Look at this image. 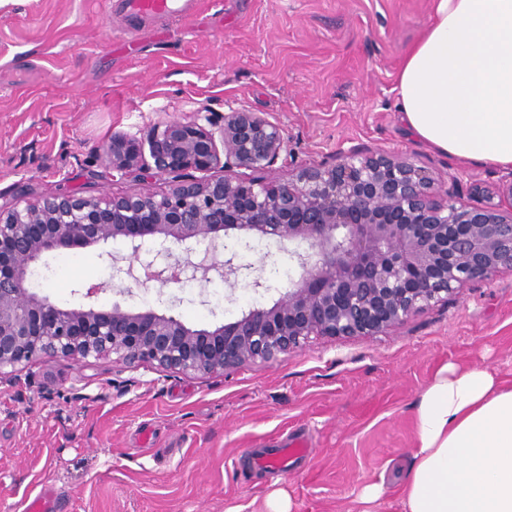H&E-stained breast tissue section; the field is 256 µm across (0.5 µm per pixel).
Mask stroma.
Returning <instances> with one entry per match:
<instances>
[{"label":"stroma","mask_w":512,"mask_h":512,"mask_svg":"<svg viewBox=\"0 0 512 512\" xmlns=\"http://www.w3.org/2000/svg\"><path fill=\"white\" fill-rule=\"evenodd\" d=\"M431 0H196L191 16L155 27L112 15L102 0H0V204L53 193L122 196L167 180L112 177L101 153L121 130L234 110L283 125L296 161L363 147L458 183L463 201L504 170L442 155L397 109L408 47ZM122 241L41 260L39 294L63 306H107L116 292L101 252ZM274 291L222 281L133 287L131 308L178 297L190 326L229 323L286 291L297 264L274 252ZM206 291L208 305L198 301ZM512 379V271L474 281L376 336L317 338L270 365L186 376L108 359L37 360L0 379V512H24L39 485L55 512H262L276 489L294 512H351L360 489L384 484L379 512H401L419 394L444 364ZM303 435L310 453L282 471L263 450Z\"/></svg>","instance_id":"stroma-1"}]
</instances>
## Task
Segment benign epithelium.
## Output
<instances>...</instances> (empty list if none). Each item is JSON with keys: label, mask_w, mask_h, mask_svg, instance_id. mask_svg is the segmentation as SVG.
Segmentation results:
<instances>
[{"label": "benign epithelium", "mask_w": 512, "mask_h": 512, "mask_svg": "<svg viewBox=\"0 0 512 512\" xmlns=\"http://www.w3.org/2000/svg\"><path fill=\"white\" fill-rule=\"evenodd\" d=\"M290 136L260 112L168 120L141 140L112 133V176L165 177L171 188L124 196L50 194L0 205V375L38 358H110L184 375L274 364L314 336H376L465 284L512 270V171L498 201L465 205L426 170L357 147L293 163L269 180ZM207 173L198 180L194 173ZM294 245L299 274L270 306L195 329L152 307H61L28 288L33 266L65 249L122 240L112 281L160 287L214 279L257 294L274 285L266 258L244 264L225 240ZM181 248L176 254L173 247Z\"/></svg>", "instance_id": "benign-epithelium-1"}]
</instances>
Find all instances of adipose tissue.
I'll list each match as a JSON object with an SVG mask.
<instances>
[{
  "label": "adipose tissue",
  "instance_id": "1",
  "mask_svg": "<svg viewBox=\"0 0 512 512\" xmlns=\"http://www.w3.org/2000/svg\"><path fill=\"white\" fill-rule=\"evenodd\" d=\"M397 107L431 148L512 167V0H433L399 71ZM413 421L403 512H512V380L442 365Z\"/></svg>",
  "mask_w": 512,
  "mask_h": 512
}]
</instances>
